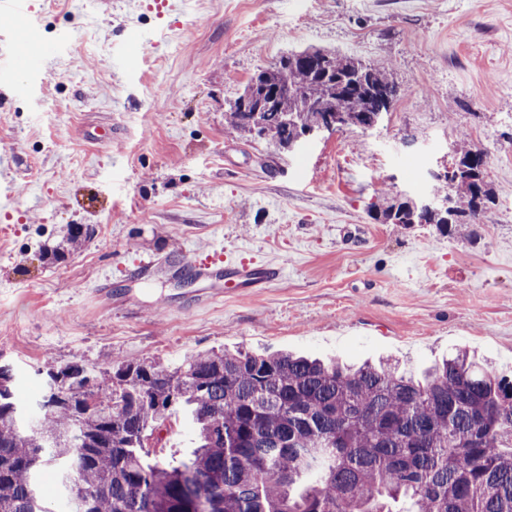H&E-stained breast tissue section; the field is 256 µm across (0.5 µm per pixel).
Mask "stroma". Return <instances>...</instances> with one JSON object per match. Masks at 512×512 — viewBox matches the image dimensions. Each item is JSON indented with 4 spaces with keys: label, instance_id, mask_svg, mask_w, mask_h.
<instances>
[{
    "label": "stroma",
    "instance_id": "35a3bbf8",
    "mask_svg": "<svg viewBox=\"0 0 512 512\" xmlns=\"http://www.w3.org/2000/svg\"><path fill=\"white\" fill-rule=\"evenodd\" d=\"M0 29V362L22 404L45 363L167 367L244 348L393 358L418 374L464 348L512 377V0H27ZM391 71L377 128L293 150L228 133L245 84L291 49ZM487 153L478 223L377 224L384 186L416 196L460 143ZM72 224L90 237L67 242ZM236 252L282 267L251 295L195 307L200 282L143 262ZM107 281L108 293L92 287ZM181 411L151 455L193 446Z\"/></svg>",
    "mask_w": 512,
    "mask_h": 512
}]
</instances>
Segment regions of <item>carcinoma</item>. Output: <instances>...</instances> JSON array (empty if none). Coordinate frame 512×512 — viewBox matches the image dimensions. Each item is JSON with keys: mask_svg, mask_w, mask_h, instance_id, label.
Masks as SVG:
<instances>
[{"mask_svg": "<svg viewBox=\"0 0 512 512\" xmlns=\"http://www.w3.org/2000/svg\"><path fill=\"white\" fill-rule=\"evenodd\" d=\"M259 113L229 107L228 126L289 146L344 98L361 128L389 112L398 87L374 65L335 51L291 50L244 94ZM487 154L462 147L455 202L431 213L385 193L379 224H473L494 203ZM49 392L33 414L0 364V512H512V379L464 351L419 380L389 364L357 368L288 352L193 353L173 369L140 358L99 373L48 363ZM200 444L177 465L147 461L148 431L175 406Z\"/></svg>", "mask_w": 512, "mask_h": 512, "instance_id": "obj_1", "label": "carcinoma"}]
</instances>
